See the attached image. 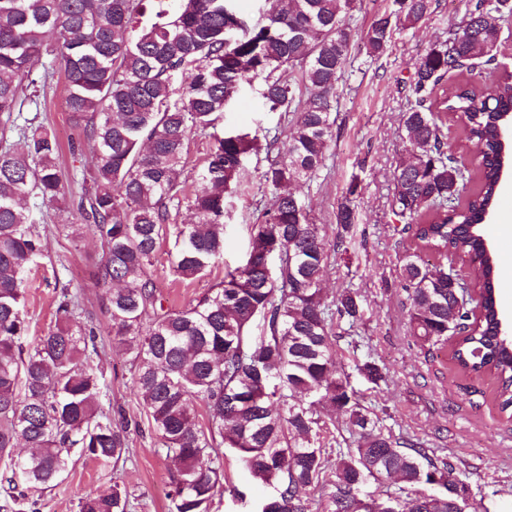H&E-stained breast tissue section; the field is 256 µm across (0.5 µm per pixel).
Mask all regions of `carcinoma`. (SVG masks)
I'll list each match as a JSON object with an SVG mask.
<instances>
[{
	"label": "carcinoma",
	"mask_w": 512,
	"mask_h": 512,
	"mask_svg": "<svg viewBox=\"0 0 512 512\" xmlns=\"http://www.w3.org/2000/svg\"><path fill=\"white\" fill-rule=\"evenodd\" d=\"M394 4L409 23L430 7L429 0ZM148 6L153 21L135 26ZM356 8L357 0H272L263 22L248 29L235 0H0V459L10 462L7 497L20 512H39L27 490L56 486L74 453L103 464L129 454V421L112 417L106 402L96 364L104 343L82 321L80 294H64L54 326L27 341V272L45 255L27 200L50 209L67 187L55 134L12 116L25 90L57 70L94 157L77 200L81 223L57 231H87L100 242L94 281L112 347L129 357L159 450L176 462L169 512H210L223 492L228 451L271 488L260 512H450L456 500L473 509L448 456L386 429L337 366L332 326L360 319L362 302L350 290L324 298L328 253L345 236L328 242L294 189L317 181L335 138L333 94ZM506 15L512 0H469L462 25L415 63L402 115L410 149L393 191L410 240L399 269L410 335L430 351L451 345L464 373L495 374L503 411L512 408V341L501 335L496 255L476 225L495 209L509 160L499 118L512 112V73L502 74L492 99L476 85L450 88L448 77L496 61L491 44ZM390 32L391 16L375 20L365 34L369 50L383 51ZM39 57L51 66L37 80L31 66ZM288 68L298 81L283 78ZM256 80L263 105L285 124L224 133L186 192L180 176L190 135L206 133ZM448 113L481 146L475 176L448 153ZM8 129L22 147L8 142ZM261 151L273 203L248 225L243 261L187 307L165 309L153 281L157 245L173 238L172 270L185 280L222 260L225 193ZM183 208L192 221L173 223ZM336 220L350 232V199ZM450 250L478 270L473 307L465 283L448 272ZM356 371L371 390L383 379L369 360ZM197 401L202 423L193 414ZM337 420L347 432L340 439L328 427ZM393 475L401 485L376 497L371 486ZM77 508L132 512L135 498L115 482L80 497Z\"/></svg>",
	"instance_id": "carcinoma-1"
}]
</instances>
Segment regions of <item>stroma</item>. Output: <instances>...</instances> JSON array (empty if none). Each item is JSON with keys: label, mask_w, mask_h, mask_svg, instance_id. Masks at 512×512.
I'll return each mask as SVG.
<instances>
[{"label": "stroma", "mask_w": 512, "mask_h": 512, "mask_svg": "<svg viewBox=\"0 0 512 512\" xmlns=\"http://www.w3.org/2000/svg\"><path fill=\"white\" fill-rule=\"evenodd\" d=\"M467 0H431L428 13L415 24L394 18L393 0H361L350 21L351 55L336 85V144L317 185L306 188L315 223L328 240H335L336 213L350 201L353 226L344 250L330 254V275L324 284L327 299L343 289L358 292L363 317L354 327L340 325L337 363L353 371L356 362L375 360L385 377L376 391L366 393L384 427L421 441L425 447L447 452L468 483L473 503L480 512H512V418L503 413L497 396L498 380L490 373L465 375L444 357L426 359L410 336L407 300L399 274L405 243L401 221L393 212L394 171L405 156L408 142L402 127L406 94L414 74V62L431 45L446 39L450 25L462 20ZM391 15V35L383 52L374 54L362 36L372 22ZM66 82L55 75L50 87L27 90L16 124L35 118L56 134L61 147V170L70 183L81 181L91 167V151L73 155L70 147L84 135L66 109ZM277 117L267 112L256 90L243 87L217 122V129L251 130L269 126ZM263 164L250 159L226 196L227 218L224 264L195 280L178 278L171 266L170 242H162L153 258V279L165 307L189 305L224 275L225 265H236L247 245V226L272 197L260 182ZM73 199L60 208L37 213L39 229L47 234L46 256L28 273L25 310L30 333H46L64 291L84 297V309L100 335L109 328L101 313L94 286L95 261L100 245L92 235L73 240L56 227L72 219ZM512 180L505 181L499 204L483 230L494 252L512 248ZM100 367L106 376L113 409L136 421L129 434L130 456L116 467L77 459L62 480L40 492L41 512H77L79 497L103 490L112 483L128 488L137 499L135 512H169L166 499L174 464L159 452L141 398L131 385L126 358L105 350ZM230 485L242 499L230 493L216 497L211 512H253L265 495L235 457L224 462Z\"/></svg>", "instance_id": "1"}]
</instances>
